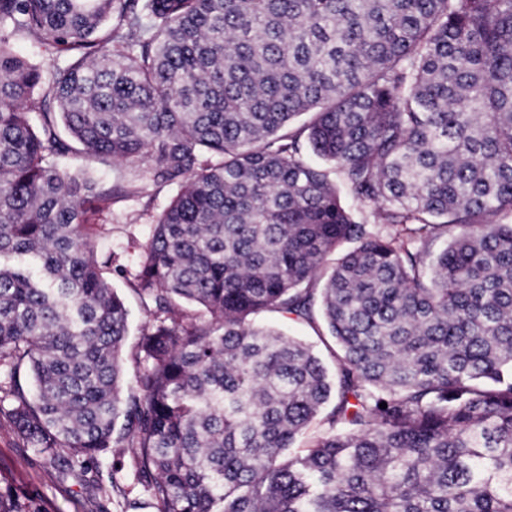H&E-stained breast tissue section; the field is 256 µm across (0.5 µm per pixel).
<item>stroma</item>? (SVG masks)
<instances>
[{
  "label": "stroma",
  "mask_w": 512,
  "mask_h": 512,
  "mask_svg": "<svg viewBox=\"0 0 512 512\" xmlns=\"http://www.w3.org/2000/svg\"><path fill=\"white\" fill-rule=\"evenodd\" d=\"M101 181L118 180L122 193L93 217L90 234L99 259H111L103 273L128 310V332L123 356L127 372L143 361L141 341L153 322V307L135 288V277L145 256L157 217L176 195L173 186L147 185L142 171L93 169ZM257 323L281 330L313 346L326 367H333V339L320 318L307 321L277 311H267ZM0 470L12 474L26 491L50 502L55 512H157L144 481L136 474L132 453L100 457L88 469L73 472L64 464H50L14 432L8 412H0Z\"/></svg>",
  "instance_id": "1"
}]
</instances>
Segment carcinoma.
I'll list each match as a JSON object with an SVG mask.
<instances>
[{
    "instance_id": "obj_1",
    "label": "carcinoma",
    "mask_w": 512,
    "mask_h": 512,
    "mask_svg": "<svg viewBox=\"0 0 512 512\" xmlns=\"http://www.w3.org/2000/svg\"><path fill=\"white\" fill-rule=\"evenodd\" d=\"M69 155L178 188L130 381ZM4 256L0 404L51 461L129 448L159 512H512V0H0ZM317 304L335 384L251 322ZM0 512L52 509L0 474ZM333 403L334 402L331 401L324 407V409L321 411L318 417L312 422L306 434L295 441L293 448H289L287 452L289 455H292L295 452L301 451L303 448H306V446L309 444L312 438L320 434H323L329 430V424L327 419L328 413L330 412Z\"/></svg>"
}]
</instances>
